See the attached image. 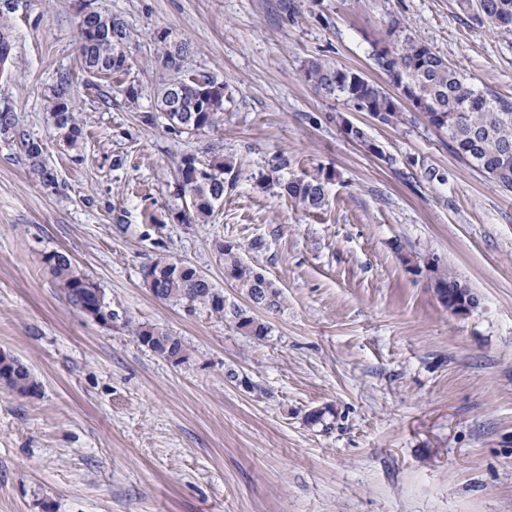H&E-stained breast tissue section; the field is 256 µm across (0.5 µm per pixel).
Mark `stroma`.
<instances>
[{"mask_svg":"<svg viewBox=\"0 0 512 512\" xmlns=\"http://www.w3.org/2000/svg\"><path fill=\"white\" fill-rule=\"evenodd\" d=\"M290 2L94 0L130 31L117 82L80 65L81 0H0L12 44L0 108L55 177L34 178L20 141L0 135V352L41 386L0 385V512H512V193L421 113L386 125L304 75L318 59L389 86L370 52L397 19L512 98V32L457 0ZM163 32L189 44L192 74L223 81L219 130L175 133L153 116ZM63 75L77 149L49 120ZM344 119L383 157L350 141ZM217 153L233 165L223 204L180 223L178 163ZM312 177L319 210L282 189ZM222 242L282 293L280 310L256 313L266 340L144 283L167 254L244 304ZM55 252L101 288L112 320L72 309L45 261ZM444 272L477 296L467 314L439 300ZM130 321L179 336L188 361L141 346ZM324 407L327 426L306 423Z\"/></svg>","mask_w":512,"mask_h":512,"instance_id":"stroma-1","label":"stroma"}]
</instances>
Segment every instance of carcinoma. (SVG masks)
<instances>
[{
    "instance_id": "carcinoma-1",
    "label": "carcinoma",
    "mask_w": 512,
    "mask_h": 512,
    "mask_svg": "<svg viewBox=\"0 0 512 512\" xmlns=\"http://www.w3.org/2000/svg\"><path fill=\"white\" fill-rule=\"evenodd\" d=\"M458 7L473 14L479 24H487L504 32H512V0H458ZM95 21L112 30V37L89 47L84 44L83 24H78V50L84 68L91 73L125 75L129 70L125 50L129 38L126 22L118 17L97 14ZM389 45L372 46L374 66L385 73L391 85L411 100L415 108L429 118V124L448 134V145L467 164L481 172L498 186L512 192V99L499 96L491 88L479 87L463 71L429 44L416 38L398 20L388 27ZM159 64L171 74L161 83L154 97L155 111L167 121V126L179 133H209L224 121V83L212 77H196L184 73L189 53L186 43L170 44L167 36H159ZM306 78L325 95L343 100L353 111H368L378 121L393 124L401 120L403 104L362 72L325 61L311 60L305 68ZM178 89L179 110L168 109L172 89ZM50 120L66 145L72 149L83 139V126L69 99V79L61 77L53 94ZM31 173L44 182L54 177L42 158L39 144L24 141ZM231 164L221 157L202 163L193 156L181 159L175 171L176 194L183 207L176 214L182 223H204L214 208L224 201L225 176ZM287 195L308 209L325 205V191L317 178L299 179L284 186ZM224 261V273L235 282L240 294L249 302L243 308L228 305L224 292L195 267L160 254L143 269V278L158 285L154 297L181 305L189 313L206 309L233 322L257 340L269 335V326L251 315L250 305L256 300V283L265 275L244 262L238 249L227 243L217 245ZM56 283L63 289L68 303L77 311L99 306L96 284L80 273L72 260L62 253L47 258ZM459 281L443 275L436 281V292L444 304L451 305L453 295L448 286ZM132 336L139 344L169 361L182 364L188 360L181 339L155 325H130ZM0 377L6 387L25 395L40 391L31 369L20 359L0 354Z\"/></svg>"
}]
</instances>
